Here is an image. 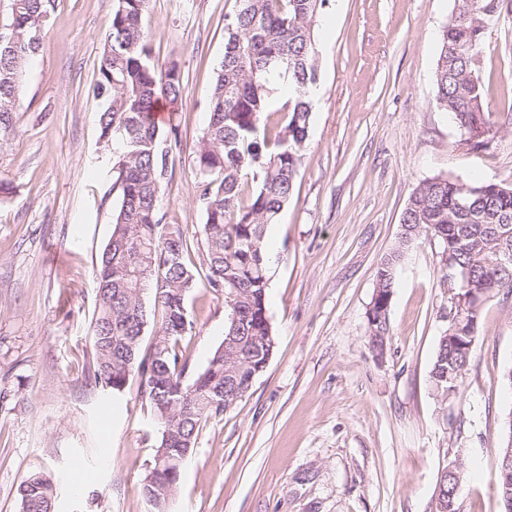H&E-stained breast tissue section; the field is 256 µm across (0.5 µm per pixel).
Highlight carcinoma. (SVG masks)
<instances>
[{"instance_id": "1", "label": "carcinoma", "mask_w": 512, "mask_h": 512, "mask_svg": "<svg viewBox=\"0 0 512 512\" xmlns=\"http://www.w3.org/2000/svg\"><path fill=\"white\" fill-rule=\"evenodd\" d=\"M328 0H237L227 24L224 55L210 90L208 122L196 144L199 206L204 214L202 259L207 288L224 296L228 314L224 339L207 365L187 379L188 357L182 340L193 327L187 308L196 267L186 261L189 246L181 230L171 238L159 232L158 203L169 172L179 126L160 127L153 119L157 102L171 114L182 106L184 86L177 64L153 62L150 36L142 19L148 0H117L112 27L103 40L97 78L91 87L104 102L98 114L101 137L119 146L114 186L119 203L112 233L96 269L93 353L85 377L96 387L122 392L129 380L154 419L172 414L170 437H160L141 493L154 512H166L180 479L173 463L188 454L201 423L224 414L248 391V381L265 369L274 348L267 316L269 282L265 228L277 221L293 198L304 159L317 80L313 30ZM56 0H9L0 18V141L15 128L24 97L23 73L38 54ZM493 9L485 0H454L442 31L434 72L435 103L448 113L460 143L486 147L497 126L486 100L479 51ZM288 88L287 124L269 125L271 101ZM398 242L376 270L374 306L368 310L372 345L388 335V312L397 267L421 236L439 249L442 279L457 275L479 303L512 295V182L466 184L448 176L420 183L403 210ZM464 308L446 323L430 370L437 394H456L476 338L480 310ZM159 327L148 347L146 330ZM457 344L448 343V335ZM495 489L502 503L512 501V421L498 448ZM21 512H54L57 490L39 474L18 489Z\"/></svg>"}]
</instances>
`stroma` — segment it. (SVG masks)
I'll return each instance as SVG.
<instances>
[{"mask_svg":"<svg viewBox=\"0 0 512 512\" xmlns=\"http://www.w3.org/2000/svg\"><path fill=\"white\" fill-rule=\"evenodd\" d=\"M116 0H57L0 143V512L50 476L57 512H147L158 433L130 381L93 388V268L112 231L118 154L89 94ZM236 0H149L153 59L183 77L180 139L159 202L199 262L195 146ZM454 0H329L314 27L318 81L293 199L268 225L267 315L275 348L249 391L202 422L170 512H433L442 467L464 466L456 512H501L493 477L512 419V296L480 311L455 396L429 373L448 308L438 248L418 239L398 268L383 350L369 338L375 271L424 180L512 181V125L488 149L461 145L434 102ZM493 108L512 110V14L479 53ZM191 371L224 338L226 307L198 281L188 298Z\"/></svg>","mask_w":512,"mask_h":512,"instance_id":"obj_1","label":"stroma"}]
</instances>
